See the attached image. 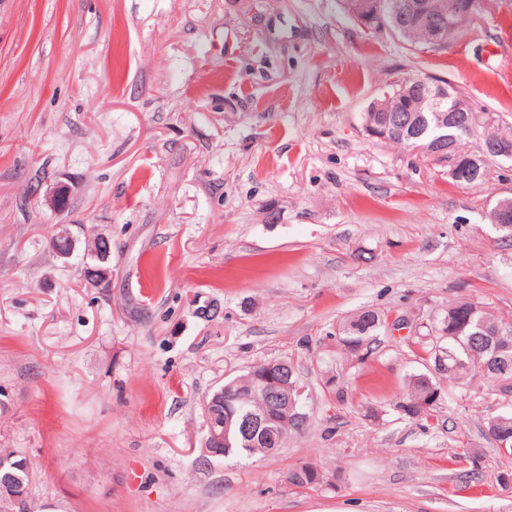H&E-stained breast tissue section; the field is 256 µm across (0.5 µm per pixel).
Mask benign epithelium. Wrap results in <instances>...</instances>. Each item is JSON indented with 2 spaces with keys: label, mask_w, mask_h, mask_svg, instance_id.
I'll use <instances>...</instances> for the list:
<instances>
[{
  "label": "benign epithelium",
  "mask_w": 512,
  "mask_h": 512,
  "mask_svg": "<svg viewBox=\"0 0 512 512\" xmlns=\"http://www.w3.org/2000/svg\"><path fill=\"white\" fill-rule=\"evenodd\" d=\"M480 8L479 0H428L420 3L418 0H399L394 5L393 13L401 18L415 20L431 32V40L437 45H446L466 24L475 19ZM447 93L443 86L431 88L424 80H412L403 83L397 94L409 99L411 106L387 118L388 129L384 134L376 131L372 117L363 114L364 131L372 138L387 140L389 136H399L410 142L417 139L415 129L418 122L417 113L431 112L437 98ZM440 134L430 140L433 148L450 150L454 147V136L448 134V129L455 126L452 116L440 115L437 119ZM512 154V137L502 135L484 146L482 154L470 155L471 171L480 170V162L497 155ZM278 369L271 371L266 377L257 379L253 386L265 393L268 410L262 414H243L239 411L228 410L224 422L208 425L206 441L224 443L230 447L232 442L241 441L251 446L260 440H265L269 430L276 431L279 437L284 433L278 429L279 415L283 410H297L294 392H301L299 380L288 374V363L280 361ZM23 476L13 466L0 464V512H13V508L24 503Z\"/></svg>",
  "instance_id": "7a95c632"
}]
</instances>
